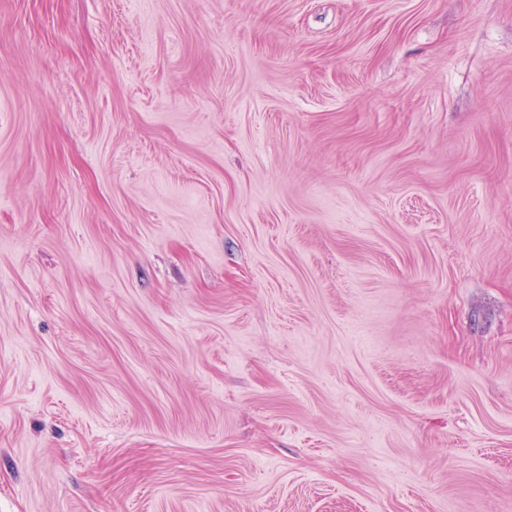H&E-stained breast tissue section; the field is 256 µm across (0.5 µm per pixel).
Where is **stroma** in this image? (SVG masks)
<instances>
[{"instance_id":"obj_1","label":"stroma","mask_w":512,"mask_h":512,"mask_svg":"<svg viewBox=\"0 0 512 512\" xmlns=\"http://www.w3.org/2000/svg\"><path fill=\"white\" fill-rule=\"evenodd\" d=\"M0 512H512V0H0Z\"/></svg>"}]
</instances>
